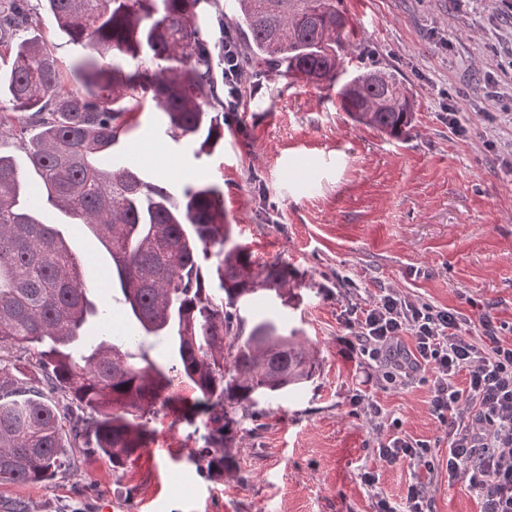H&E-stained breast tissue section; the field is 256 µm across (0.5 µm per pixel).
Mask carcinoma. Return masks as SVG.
<instances>
[{"instance_id": "obj_1", "label": "carcinoma", "mask_w": 512, "mask_h": 512, "mask_svg": "<svg viewBox=\"0 0 512 512\" xmlns=\"http://www.w3.org/2000/svg\"><path fill=\"white\" fill-rule=\"evenodd\" d=\"M58 34L80 48L63 67L45 38L0 39V136H16L27 170L0 153V485L52 482L91 450L126 463L153 440L170 408L174 356L205 414L208 465L231 469L237 427L259 399L312 378L307 340L262 317L245 329L240 303L273 291L297 297L288 267L259 264L232 242L224 194L213 183L174 197L111 152L152 102L169 133L212 153L224 143V28L242 39L246 68L278 77L341 82L352 121L407 134L413 101L388 70L339 79L350 46L336 0H44ZM31 25L28 0H0V33ZM76 86L61 92L63 75ZM52 208L86 227L112 258L119 289L143 334L114 342L106 303L89 298L85 258L42 220ZM32 368L43 375L28 377Z\"/></svg>"}]
</instances>
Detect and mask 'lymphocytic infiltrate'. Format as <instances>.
Listing matches in <instances>:
<instances>
[{
    "label": "lymphocytic infiltrate",
    "mask_w": 512,
    "mask_h": 512,
    "mask_svg": "<svg viewBox=\"0 0 512 512\" xmlns=\"http://www.w3.org/2000/svg\"><path fill=\"white\" fill-rule=\"evenodd\" d=\"M241 55L233 35L225 34L228 112L238 111L248 80ZM466 322L456 310L413 302L388 288L368 303L348 306L343 325L350 353L374 362L394 388L427 378L429 411L448 436L449 482H464L479 499L480 512H512V341L497 336L490 314L480 318L482 335H468ZM400 426L391 421L378 442V459L388 466L414 460L434 471L429 443L402 435Z\"/></svg>",
    "instance_id": "1"
}]
</instances>
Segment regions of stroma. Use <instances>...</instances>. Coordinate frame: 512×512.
Masks as SVG:
<instances>
[{
  "label": "stroma",
  "instance_id": "stroma-1",
  "mask_svg": "<svg viewBox=\"0 0 512 512\" xmlns=\"http://www.w3.org/2000/svg\"><path fill=\"white\" fill-rule=\"evenodd\" d=\"M354 28L352 66L388 69L414 100L407 135L395 139L353 122L335 85L259 71L243 88L224 145L195 154L173 140L147 106L113 146L146 181L181 194L218 184L232 240L261 263L286 264L299 288L292 303H246V322L268 317L306 337L315 376L260 401L234 447L232 471L198 461L210 425L190 415L194 387L170 372L173 408L152 420L154 439L123 469L86 455L75 476L0 488V512H373L375 493L402 501L426 485L434 512H479L463 483L449 484L448 442L430 414L427 388L395 390L350 357L342 313L392 288L410 300L450 307L481 335L490 313L512 340V0H337ZM87 277L112 260L68 217L48 210ZM428 441L435 473L413 460H376L379 433L366 412ZM376 470L368 488L360 471Z\"/></svg>",
  "mask_w": 512,
  "mask_h": 512
}]
</instances>
